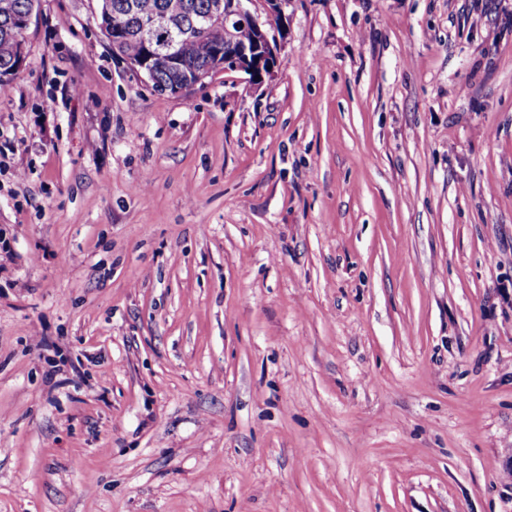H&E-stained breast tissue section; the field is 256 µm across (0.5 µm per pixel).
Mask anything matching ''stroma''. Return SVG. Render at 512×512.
<instances>
[{
    "mask_svg": "<svg viewBox=\"0 0 512 512\" xmlns=\"http://www.w3.org/2000/svg\"><path fill=\"white\" fill-rule=\"evenodd\" d=\"M96 9L0 99V512H512V0H289L179 96Z\"/></svg>",
    "mask_w": 512,
    "mask_h": 512,
    "instance_id": "35a3bbf8",
    "label": "stroma"
}]
</instances>
